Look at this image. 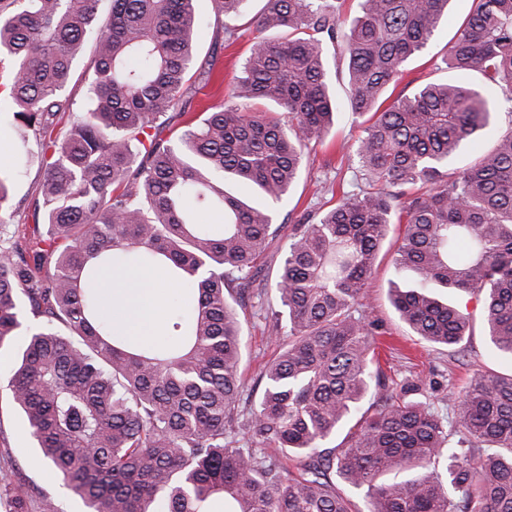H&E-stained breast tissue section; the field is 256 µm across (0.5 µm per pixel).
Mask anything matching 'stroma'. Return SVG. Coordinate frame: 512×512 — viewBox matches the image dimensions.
Listing matches in <instances>:
<instances>
[{"label": "stroma", "mask_w": 512, "mask_h": 512, "mask_svg": "<svg viewBox=\"0 0 512 512\" xmlns=\"http://www.w3.org/2000/svg\"><path fill=\"white\" fill-rule=\"evenodd\" d=\"M262 6V0H250L245 15L236 22L235 41H228L222 23L214 20L202 31L193 69L198 72L214 68L223 74L225 81L197 87L188 109L189 118H202L206 109L223 105L228 93L227 82L238 74L239 65L254 42L256 30L252 19ZM471 6L472 0H450L447 22L438 28L427 47L407 62L403 79L388 88V96L411 95L419 84L440 78L438 66L445 49ZM330 81L336 97L335 125L328 135L311 143L300 179L288 196L273 207V224L278 233L265 250V265L260 274L266 297L273 305L278 302L275 271L294 224L304 214L315 215L328 209L343 193L356 188V148L363 119L351 110L345 68L331 69ZM42 174L39 165H32L11 185L7 202L0 205V239L23 246L31 243L35 186ZM398 233V225H391L377 254L371 285L363 299L366 314L379 333L380 365L389 384L398 388L408 382L418 383L422 395L439 405L448 400L459 401L476 369L512 372V361L498 357L490 348L483 303L476 296L458 293L451 297L452 302L469 314L472 326L461 352L430 345L414 336L399 320L391 302V288L396 284H411L412 276L397 273L394 267ZM237 312L242 325L240 372L247 388L251 389L258 386L264 367L278 356L280 348L268 337L263 312L247 303L239 306ZM14 366L12 349L0 350V467L14 470L22 493L32 497L41 494L55 497L63 512H86L82 500L64 488L51 464L34 447L22 416L13 406L8 380Z\"/></svg>", "instance_id": "1"}]
</instances>
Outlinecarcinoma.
Masks as SVG:
<instances>
[{
	"instance_id": "cac0c4a2",
	"label": "carcinoma",
	"mask_w": 512,
	"mask_h": 512,
	"mask_svg": "<svg viewBox=\"0 0 512 512\" xmlns=\"http://www.w3.org/2000/svg\"><path fill=\"white\" fill-rule=\"evenodd\" d=\"M0 0V56L12 61L11 119L20 129L0 159L6 181L51 155L35 188L27 250L0 245V349L27 308L28 334L8 381L29 436L87 512H353L336 481L365 492L366 512H512V374L475 370L453 417L382 381L361 300L389 226L404 229L393 289L399 319L425 341L456 347L468 317L434 288L484 299L493 352L512 358V131L474 161L496 95L512 102V0H477L442 57L453 77L421 84L387 107L381 98L448 17L449 0H360L352 19L336 0H266L256 41L229 101L177 141L160 129L193 96L186 77L201 19L197 0ZM248 0H213L230 20ZM93 41L87 106L65 95ZM346 61L352 110L370 114L358 142L361 179L290 234L276 275L271 335L283 343L258 398L239 365L233 302L256 286L272 236L271 209L225 190L231 181L267 201L286 197L308 144L336 117L326 50ZM477 73L481 83L469 81ZM262 100L288 114L254 112ZM70 126L60 131L61 115ZM223 225L216 235L201 214ZM166 263L180 287L173 335L135 347L104 315L98 286ZM371 415H357L371 387ZM349 430L334 448L324 442ZM4 512H61L29 500L0 475Z\"/></svg>"
}]
</instances>
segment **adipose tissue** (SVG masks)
Here are the masks:
<instances>
[{
	"mask_svg": "<svg viewBox=\"0 0 512 512\" xmlns=\"http://www.w3.org/2000/svg\"><path fill=\"white\" fill-rule=\"evenodd\" d=\"M103 285L112 297L108 311L112 326L131 344L149 347L164 335L169 293L173 288L165 267L138 268L121 282L107 278Z\"/></svg>",
	"mask_w": 512,
	"mask_h": 512,
	"instance_id": "adipose-tissue-1",
	"label": "adipose tissue"
}]
</instances>
